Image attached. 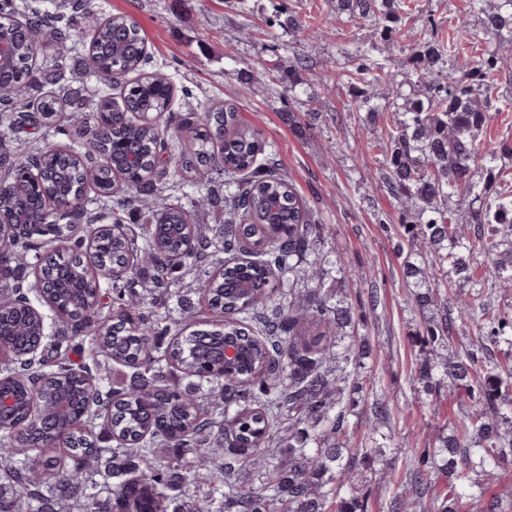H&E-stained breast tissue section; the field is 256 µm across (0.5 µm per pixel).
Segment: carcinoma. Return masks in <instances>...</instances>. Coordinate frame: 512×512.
<instances>
[{
    "label": "carcinoma",
    "mask_w": 512,
    "mask_h": 512,
    "mask_svg": "<svg viewBox=\"0 0 512 512\" xmlns=\"http://www.w3.org/2000/svg\"><path fill=\"white\" fill-rule=\"evenodd\" d=\"M403 0H336V11L356 29L383 21L381 39L389 42L393 23L400 18ZM481 29L472 33L480 42L504 33L512 36V0H471ZM0 35L13 42L11 63L0 83V127L17 133L27 126L61 113L57 127L76 128L78 135L91 127L90 115L104 109L103 100L65 113L63 96L55 86L67 68L68 48L75 40L89 41L87 64L99 79L112 81L140 70L147 60L138 55L145 42L139 25L117 15L105 24L89 0H64L62 10H25L15 0H0ZM419 46L401 59L415 78L418 93L403 103H375L368 88L389 82L390 58L377 59L364 42L354 43L358 60L348 76L356 108L377 116L389 112L392 122L383 150L385 187L401 204V237L422 255L420 264L408 262L403 274L414 281L412 300L423 315L418 342L434 352L451 346L458 326L470 324L476 336L469 347L441 359L450 387L457 390L467 411L454 433L433 448H412L407 460L406 487L393 498L394 512H462L464 496L426 499L431 474L444 471L465 478L475 466L493 483L504 467L512 465V318L485 311L480 293L456 291L445 298L444 314L431 311L433 289L451 271L470 278L467 258L494 257L512 231V195L494 187L497 154H511L512 146L491 148L482 140L501 72L493 53L473 59L453 53L438 36L436 24L420 28ZM309 55L296 53L281 70L288 82V98L297 94L296 72L308 68ZM132 112L166 111L172 101L155 87L153 79H138L124 86ZM227 131L221 151L215 124L208 113L182 124L171 136L139 127L129 119L99 127L81 146L83 155L99 161L103 143L112 140L142 151L151 146L169 157L155 171L140 164L144 178L113 194L119 214L140 211L144 221L132 228L125 246L112 256L145 265L159 298L146 307L117 276L86 288L80 281L61 285L53 297L63 316L58 339L18 336L14 325L0 324V338L10 341L17 357L0 368V386L15 398L12 414L0 428V512H66L62 504L75 500L78 512H368L370 488L361 479L370 466L367 448L348 447V415L356 400L344 398L341 384L356 388L374 384L363 375V347L352 342L339 348L340 331L353 319L351 306L325 287L333 270L345 271L341 255L329 252L312 257L322 225L314 223L309 204L295 192L277 163L275 149L258 138L232 105L213 109ZM19 142L0 157H10V168L0 167L4 182L12 181L18 167L53 150ZM64 174L54 228L36 230L34 242L0 253V297L22 292L39 297L25 283L29 252L40 248L46 233H68L78 221V235L87 236L103 214L105 202L90 187L77 214L62 199L77 181L75 163L56 162ZM485 177L475 179V166ZM224 172V183L214 185L209 172ZM193 192L213 214L203 226L196 248L182 252L179 237L168 232L171 257L155 255L151 221L164 216L180 221L188 211L171 204L176 196ZM457 197L466 210L448 206ZM288 236L283 241L255 228ZM487 230H471V225ZM236 253L251 262L230 267L224 287L212 293L210 307L233 312L235 332L254 351L259 372L240 373L241 384L224 382L213 372L214 353L224 344V328L194 330L187 336H169L172 324L163 308L177 298L191 320L190 295L206 282L191 278L196 267L223 264ZM277 273V285L260 298L238 285H258L267 271ZM495 281L512 288V261L493 270ZM98 293L108 299L105 308L81 310L73 299ZM112 332L99 335L104 321ZM317 333L307 338L301 326ZM169 336L168 342L162 337ZM82 336L94 341L93 365L76 363ZM177 370L199 383L184 390L172 388L169 373ZM210 384L201 393V382ZM112 483L98 488L100 470Z\"/></svg>",
    "instance_id": "cac0c4a2"
}]
</instances>
